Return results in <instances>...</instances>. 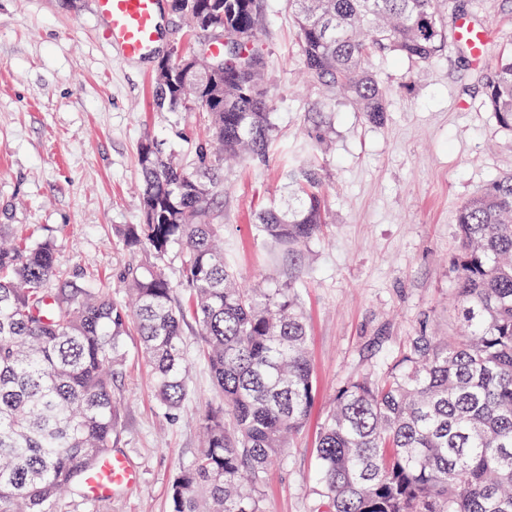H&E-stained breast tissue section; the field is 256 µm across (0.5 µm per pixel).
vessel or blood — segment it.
Returning <instances> with one entry per match:
<instances>
[{
    "label": "vessel or blood",
    "instance_id": "b4317fda",
    "mask_svg": "<svg viewBox=\"0 0 512 512\" xmlns=\"http://www.w3.org/2000/svg\"><path fill=\"white\" fill-rule=\"evenodd\" d=\"M95 12L105 21L113 48L127 60L150 58L160 44L161 0H94ZM138 476L127 462L105 452L84 477L88 496L103 498L113 489L134 485Z\"/></svg>",
    "mask_w": 512,
    "mask_h": 512
}]
</instances>
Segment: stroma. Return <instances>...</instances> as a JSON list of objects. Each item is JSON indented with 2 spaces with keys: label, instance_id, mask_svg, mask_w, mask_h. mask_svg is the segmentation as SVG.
<instances>
[{
  "label": "stroma",
  "instance_id": "1",
  "mask_svg": "<svg viewBox=\"0 0 512 512\" xmlns=\"http://www.w3.org/2000/svg\"><path fill=\"white\" fill-rule=\"evenodd\" d=\"M448 15L487 29L482 60L452 40L424 68L373 59L388 89L385 120L374 125L304 83L287 0H263L254 45L267 62L273 155L260 168L225 164L224 193L212 209L243 287L290 281L298 288L318 387L306 425L265 474V512H314V452L332 396L351 377L378 372L423 318L446 324L457 209L512 171V134L496 126L479 86L512 48V0H448ZM162 19L157 57L124 61L106 44L93 0H0V231L53 241L62 270L118 300L124 270L153 259L127 248L116 231L142 221V143L186 161L207 135V117L194 105L152 107L159 60L175 49L203 51L170 9ZM310 112L330 113L335 126L319 157L328 222L290 252L267 239L256 215L290 202L288 161L300 151ZM183 341L190 394L168 414L138 336L126 337L113 384L121 411L111 451L139 482L76 500L71 512H171L172 480L200 451L196 415L222 400L197 357L195 323Z\"/></svg>",
  "mask_w": 512,
  "mask_h": 512
}]
</instances>
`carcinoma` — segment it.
Returning <instances> with one entry per match:
<instances>
[{
  "mask_svg": "<svg viewBox=\"0 0 512 512\" xmlns=\"http://www.w3.org/2000/svg\"><path fill=\"white\" fill-rule=\"evenodd\" d=\"M441 0H288L309 82L336 92L371 124L387 91L368 67L391 55L428 66L446 41ZM200 37L223 33L236 51L156 73L153 107L191 103L209 139L186 165L142 144L141 224H120L125 246L154 262L122 276L121 302L69 281L53 242L19 235L0 245V512H57L83 497L84 473L112 447L119 402L112 385L135 325L160 403L189 394L183 326H198L199 357L224 397L199 418L201 452L175 475L172 512H265L268 467L290 447L316 398L299 294L237 286L224 260L211 200L224 191V156L269 158L274 126L266 61L249 50L262 0H172ZM224 61V71L212 65ZM498 128L512 133V54L481 80ZM321 112L305 121L307 150L330 138ZM295 201L257 215L290 251L327 223L320 167L288 161ZM448 332L422 320L380 376L337 389L315 448L319 512H512V172L490 180L456 214ZM182 253L185 298L161 261Z\"/></svg>",
  "mask_w": 512,
  "mask_h": 512,
  "instance_id": "carcinoma-1",
  "label": "carcinoma"
}]
</instances>
